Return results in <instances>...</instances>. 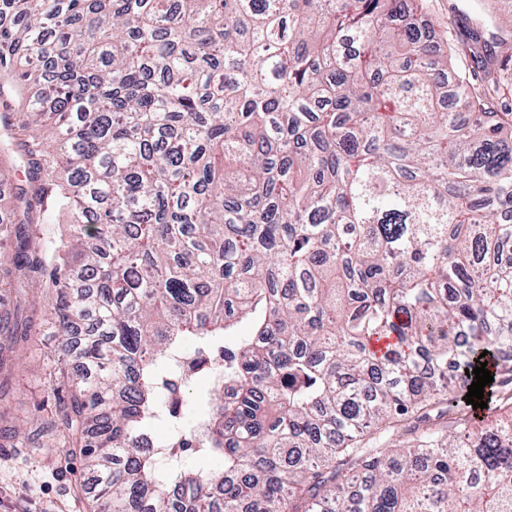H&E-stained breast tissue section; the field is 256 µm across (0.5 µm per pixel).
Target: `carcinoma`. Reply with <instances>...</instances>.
Wrapping results in <instances>:
<instances>
[{"label":"carcinoma","instance_id":"carcinoma-1","mask_svg":"<svg viewBox=\"0 0 512 512\" xmlns=\"http://www.w3.org/2000/svg\"><path fill=\"white\" fill-rule=\"evenodd\" d=\"M413 15L0 0V153L28 181L0 283L47 301L0 316V370L48 332L68 383L27 431L0 412V439L69 437L99 512H512V111L493 108L512 76L479 30L438 43ZM482 362L489 427L461 396ZM403 417L413 439L384 447ZM156 423L165 467L142 447ZM211 389V380L204 378H192L185 384V391L195 400L192 413L196 419L202 417L208 409V396Z\"/></svg>","mask_w":512,"mask_h":512}]
</instances>
